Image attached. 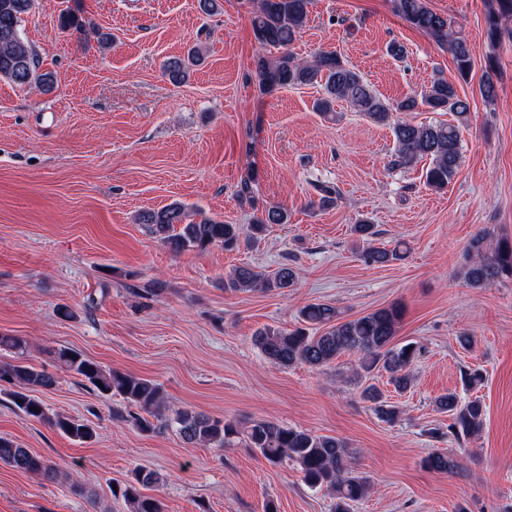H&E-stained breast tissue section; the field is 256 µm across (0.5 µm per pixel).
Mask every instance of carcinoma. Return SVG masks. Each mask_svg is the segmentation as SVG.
Returning <instances> with one entry per match:
<instances>
[{"label": "carcinoma", "instance_id": "1", "mask_svg": "<svg viewBox=\"0 0 512 512\" xmlns=\"http://www.w3.org/2000/svg\"><path fill=\"white\" fill-rule=\"evenodd\" d=\"M498 8L486 17L485 34L495 43L500 40L502 21L512 18V0H496ZM34 0H0V78L17 86H36L44 92L55 87L50 71L40 69L37 55L22 36L24 16L33 8ZM311 0H260L251 19L255 40L263 47L280 50L278 56H261L256 62L261 82L281 87L319 84L324 95L317 110L325 115L334 111L338 100H345L354 109L378 124L389 122L394 112H412L419 105L434 111L451 112L454 123L420 124L397 122L392 133L395 147L389 156L390 170L409 169L426 161L425 183L442 191L448 188L461 158V128L468 121L469 103L455 87L444 79L434 80L420 97H406L393 104L381 99L360 72L350 67L338 54L323 52L311 61H304L290 51L297 35L306 26ZM398 15L411 27L429 35L448 48L459 74L467 76L472 66V51L467 41L454 35L448 18L429 7L428 0H395ZM199 48L187 57L168 61L166 71L174 82H182L189 69L201 59ZM288 210L269 206L255 216L252 224H226L204 217L188 220L187 208L177 202L159 210L139 213L138 223L170 251H205L213 245L232 249L246 236L261 237L270 224L288 223ZM370 264L383 265L401 257L398 248L370 246L363 252ZM462 278L472 288H483L500 278H512V239L497 236L484 228L468 242L467 263ZM296 273L288 263L266 274L249 266L239 267L225 286L236 291H271L291 288ZM403 318L399 305L380 308L353 318H344L336 307L325 303H310L299 311L303 327L283 331L266 328L258 332L255 346L273 365L292 366L303 363L312 368L326 365L338 357H357L359 369L368 374L383 370L397 393H404L412 384L411 368L422 356L423 348L415 342L397 344L394 338ZM27 341L20 336L0 335V352L16 355L13 362L0 361V385L11 387L6 392L10 403L27 417L57 429L78 443L92 441L96 432L92 425L74 417L52 413L37 392L55 386L56 377L45 369H37L22 361ZM58 365L81 377L102 396H118L135 409L129 421L139 430L149 433L172 430L188 445L224 449L249 448L271 464L292 462L312 489L325 488L336 498L334 512H350L351 504L366 498L373 486L369 477L351 466L350 451L343 440L334 436L317 435L305 429L281 425L269 420L245 422L213 418L190 408H172L167 404L161 387L153 380L112 370L68 347L56 349ZM361 396L373 403L381 421L395 422L399 407L385 400L374 386L363 389ZM435 411L448 414V431L431 429L435 439L450 436L457 441L477 435L484 425L482 401L460 400L455 392L438 397ZM0 463L47 479L56 477V469L48 461L32 454L12 439L0 435ZM462 464L453 451H434L424 459L430 471L451 474ZM153 470L137 469L131 479L112 491L122 498L131 512H163L160 499L148 496L142 489L160 484Z\"/></svg>", "mask_w": 512, "mask_h": 512}]
</instances>
